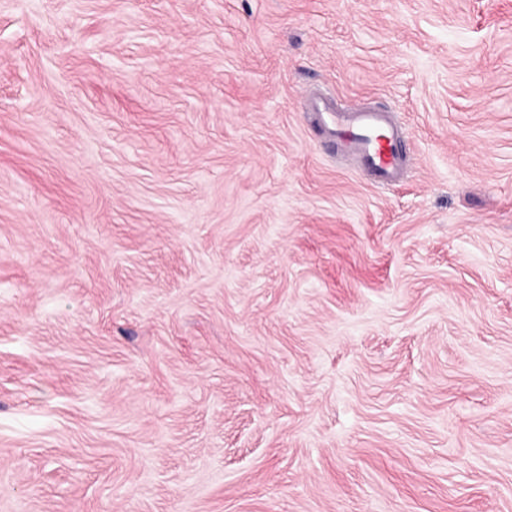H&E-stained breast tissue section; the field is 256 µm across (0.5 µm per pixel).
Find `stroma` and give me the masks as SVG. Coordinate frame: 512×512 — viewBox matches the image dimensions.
<instances>
[{
  "label": "stroma",
  "mask_w": 512,
  "mask_h": 512,
  "mask_svg": "<svg viewBox=\"0 0 512 512\" xmlns=\"http://www.w3.org/2000/svg\"><path fill=\"white\" fill-rule=\"evenodd\" d=\"M0 512H512V0H0ZM307 106L318 112V122L360 162L363 170L375 176L377 185H389L403 176L408 167L401 150L404 131L388 111L357 105L334 107L326 97L312 94Z\"/></svg>",
  "instance_id": "stroma-1"
}]
</instances>
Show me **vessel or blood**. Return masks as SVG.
<instances>
[{"instance_id": "b4317fda", "label": "vessel or blood", "mask_w": 512, "mask_h": 512, "mask_svg": "<svg viewBox=\"0 0 512 512\" xmlns=\"http://www.w3.org/2000/svg\"><path fill=\"white\" fill-rule=\"evenodd\" d=\"M308 106L363 170L374 175L376 184L388 185L403 176L408 167L401 150L404 132L388 112L357 105L335 106L321 95L310 96Z\"/></svg>"}]
</instances>
